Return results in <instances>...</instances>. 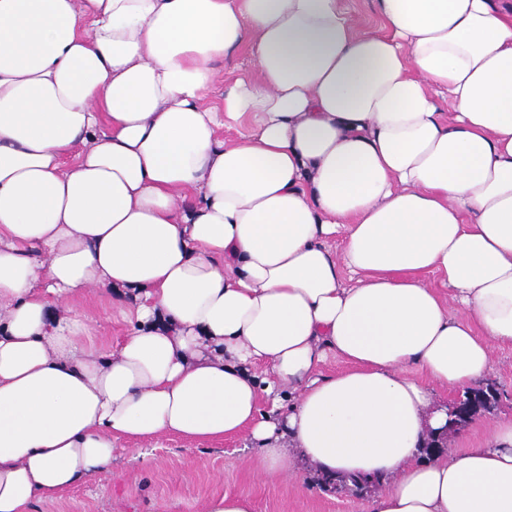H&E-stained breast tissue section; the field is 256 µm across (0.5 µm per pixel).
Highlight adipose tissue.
<instances>
[{
  "label": "adipose tissue",
  "instance_id": "1",
  "mask_svg": "<svg viewBox=\"0 0 512 512\" xmlns=\"http://www.w3.org/2000/svg\"><path fill=\"white\" fill-rule=\"evenodd\" d=\"M377 7L0 0V512L119 437L243 432L264 474L380 477L365 512H512V413L420 458L433 388L512 348V0ZM94 287L134 297L117 351ZM347 5L355 23L366 30H377L380 18L374 0H347ZM113 298V313H112ZM133 299L126 297L117 299L111 294H97L88 292L74 297L71 305L81 314L87 317V323L91 327V335L96 341L106 347L115 349L129 335V325L123 321L116 312V306L133 305Z\"/></svg>",
  "mask_w": 512,
  "mask_h": 512
}]
</instances>
